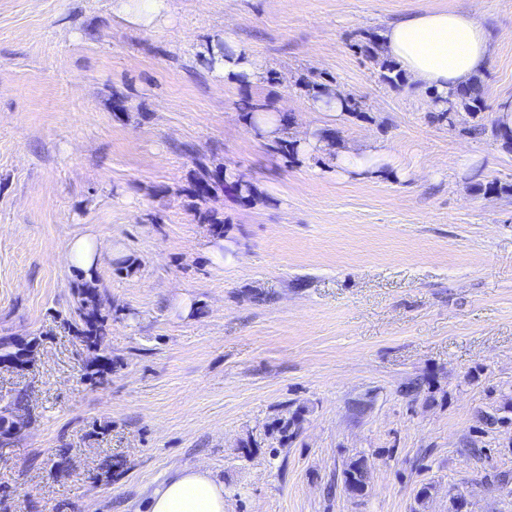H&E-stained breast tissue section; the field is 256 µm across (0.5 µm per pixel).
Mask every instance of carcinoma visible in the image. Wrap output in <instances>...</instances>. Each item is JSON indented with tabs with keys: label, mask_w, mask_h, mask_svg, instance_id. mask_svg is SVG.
<instances>
[{
	"label": "carcinoma",
	"mask_w": 512,
	"mask_h": 512,
	"mask_svg": "<svg viewBox=\"0 0 512 512\" xmlns=\"http://www.w3.org/2000/svg\"><path fill=\"white\" fill-rule=\"evenodd\" d=\"M360 54L367 60L380 63L383 69L381 77L383 80L394 84L401 80L400 74L394 72V68L386 62L379 61L378 51L379 44L377 35H372L369 43L358 46ZM483 88L480 81L476 80L471 87H463L458 90L456 102H448V108L437 112L433 115V119L438 122H446L449 127L455 126V116L461 112L475 116L482 111L484 106ZM281 137L272 141L270 149L282 155H295V144L289 140L288 130L293 124V117L284 115L280 119ZM196 166L198 169L195 183L193 185V197L204 202L207 199L216 196L229 188L234 196L243 194L252 195V185L238 178L229 183L226 178L219 172L209 168L204 158H196ZM102 296L97 284V280L86 281L82 287L77 290L76 299L71 311L72 321L77 327V336L81 342L92 349L95 353L96 367L86 369V377L95 382H102L104 374L107 373L106 357L100 354L103 340L107 330V315L103 314ZM31 412L28 394L21 390L12 395L3 409L0 410V436L5 438L8 436L5 424L8 418L14 413ZM345 484L349 491H361L365 488V462L359 458L351 461L345 470Z\"/></svg>",
	"instance_id": "carcinoma-1"
}]
</instances>
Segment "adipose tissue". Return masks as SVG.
Returning a JSON list of instances; mask_svg holds the SVG:
<instances>
[{
  "label": "adipose tissue",
  "instance_id": "obj_1",
  "mask_svg": "<svg viewBox=\"0 0 512 512\" xmlns=\"http://www.w3.org/2000/svg\"><path fill=\"white\" fill-rule=\"evenodd\" d=\"M116 15L147 28L168 25V0H114ZM382 56L401 70L408 89L424 96L432 110L485 70L493 39L469 12L430 11L389 23L378 33ZM202 53L214 77L225 84L249 86L263 64L231 35L207 43ZM224 484L209 469L178 470L148 494V512H224Z\"/></svg>",
  "mask_w": 512,
  "mask_h": 512
}]
</instances>
